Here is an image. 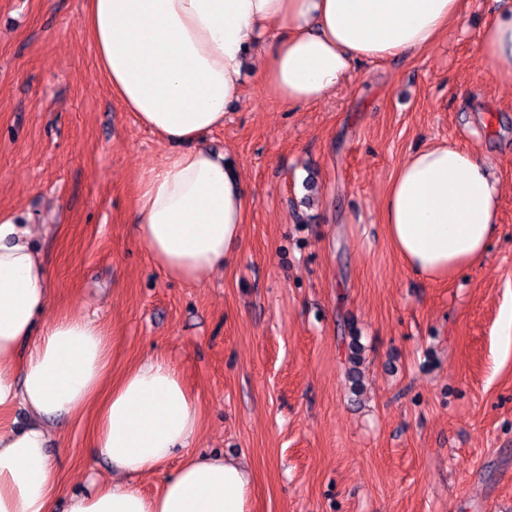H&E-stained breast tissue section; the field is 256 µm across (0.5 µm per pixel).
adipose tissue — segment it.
<instances>
[{
  "instance_id": "ef3b65f1",
  "label": "adipose tissue",
  "mask_w": 512,
  "mask_h": 512,
  "mask_svg": "<svg viewBox=\"0 0 512 512\" xmlns=\"http://www.w3.org/2000/svg\"><path fill=\"white\" fill-rule=\"evenodd\" d=\"M462 0H87L85 33L128 111L170 146L138 187L135 235L167 278L200 283L230 261L246 192L225 155L200 147L243 92L251 53L258 88L283 107L325 98L360 62L436 44ZM494 79L512 85V8L482 34ZM499 192L473 152L446 143L406 156L383 203L386 234L413 273L453 278L487 255ZM48 270L32 225L0 210V512H55L62 485L46 421L93 412V446L119 478L72 497L69 512H251L253 479L221 455L189 457L161 492L136 477L164 471L187 448L200 413L173 362L157 355L110 377L106 329L70 313L52 320Z\"/></svg>"
}]
</instances>
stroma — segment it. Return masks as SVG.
I'll list each match as a JSON object with an SVG mask.
<instances>
[{"label":"stroma","instance_id":"35a3bbf8","mask_svg":"<svg viewBox=\"0 0 512 512\" xmlns=\"http://www.w3.org/2000/svg\"><path fill=\"white\" fill-rule=\"evenodd\" d=\"M85 2L0 0V209L41 227L46 318L103 323L113 377L174 363L201 425L169 469L244 462L252 512H512V85L480 49L512 0H463L433 48L359 64L311 105L255 91L251 57L203 142L240 172L242 235L199 284L134 235L138 179L170 147L101 75ZM442 141L491 166L500 208L484 260L437 283L403 265L382 203L400 162ZM48 427L67 497L111 480L91 415Z\"/></svg>","mask_w":512,"mask_h":512}]
</instances>
